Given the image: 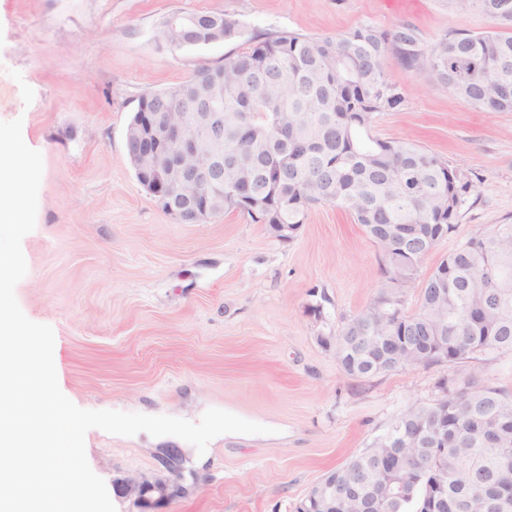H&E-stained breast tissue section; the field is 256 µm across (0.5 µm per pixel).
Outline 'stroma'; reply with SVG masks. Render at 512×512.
Listing matches in <instances>:
<instances>
[{"label": "stroma", "mask_w": 512, "mask_h": 512, "mask_svg": "<svg viewBox=\"0 0 512 512\" xmlns=\"http://www.w3.org/2000/svg\"><path fill=\"white\" fill-rule=\"evenodd\" d=\"M199 11L236 19L240 40L163 41L165 17ZM400 22L426 48L451 31L490 29L447 0H0V121L22 119L43 159L15 295L30 320L52 327L69 399L192 422L219 408L273 429L216 437L202 455L180 439L89 430L87 460L116 512H140L119 490L125 478L181 486L156 512H295L403 410L436 404L441 378L474 373L512 393L511 353L348 375L321 339L383 284L381 253L349 214L313 206L286 242L238 211L186 223L139 183L128 156L141 96L222 64L241 41ZM387 74L402 101L375 113L372 133L413 140L471 185L456 231L422 261L423 279L472 234L512 223V112L474 111L394 63Z\"/></svg>", "instance_id": "35a3bbf8"}]
</instances>
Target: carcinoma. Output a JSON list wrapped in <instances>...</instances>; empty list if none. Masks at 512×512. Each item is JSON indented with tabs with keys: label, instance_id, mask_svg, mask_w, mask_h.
<instances>
[{
	"label": "carcinoma",
	"instance_id": "obj_1",
	"mask_svg": "<svg viewBox=\"0 0 512 512\" xmlns=\"http://www.w3.org/2000/svg\"><path fill=\"white\" fill-rule=\"evenodd\" d=\"M448 9L477 12L492 23L483 34L454 32L430 50L417 30L400 23L388 30L364 23L336 37L296 33L254 37L217 66L202 65L180 87L141 97L143 112H201L208 102L198 86L214 79L224 91V209L258 224H302L310 208L329 204L350 214L383 257V274H397L395 302L387 288L348 319L334 339L344 371L367 377L404 366L455 364L512 353V224H496L457 246L424 280L415 311L403 293L414 287L420 263L455 232L471 185L437 155L408 141L371 135L373 114L401 103L388 81L393 59L409 71H425L471 109L512 112V0H448ZM224 21V40L241 36L239 22ZM253 96L248 119L242 100ZM257 185L250 196L231 184ZM414 225L411 243H379L385 228ZM425 344L409 349L402 328ZM444 396L432 407L397 416L368 448L326 476L336 488V512H359L379 482L401 486L377 503V512H428V472L393 468L392 451L408 455L435 434L448 445L432 449L433 464L450 470V512H512L494 506L474 483H491L502 464L512 473V393L481 384L475 375L444 378ZM417 422L422 441L404 432Z\"/></svg>",
	"mask_w": 512,
	"mask_h": 512
}]
</instances>
